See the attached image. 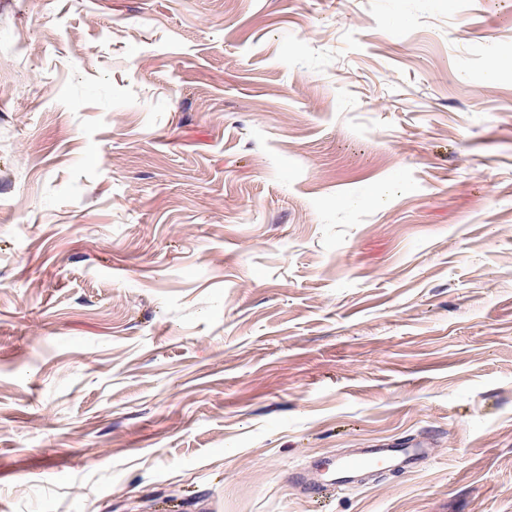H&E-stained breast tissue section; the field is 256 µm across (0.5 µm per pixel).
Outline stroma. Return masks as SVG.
<instances>
[{
	"label": "stroma",
	"mask_w": 512,
	"mask_h": 512,
	"mask_svg": "<svg viewBox=\"0 0 512 512\" xmlns=\"http://www.w3.org/2000/svg\"><path fill=\"white\" fill-rule=\"evenodd\" d=\"M507 46L512 0H0V512H512ZM392 446L393 448H359L347 456L337 457L328 472L323 477L311 481L309 485L328 482V487L335 490L353 483L357 478L366 477L379 463L400 470L410 469L412 472L433 458L430 448L423 444L407 448L398 444Z\"/></svg>",
	"instance_id": "obj_1"
}]
</instances>
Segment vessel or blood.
I'll list each match as a JSON object with an SVG mask.
<instances>
[{"mask_svg": "<svg viewBox=\"0 0 512 512\" xmlns=\"http://www.w3.org/2000/svg\"><path fill=\"white\" fill-rule=\"evenodd\" d=\"M430 459L429 448L421 444L407 448L398 444L390 448H361L349 455L337 457L324 480L336 489L366 476L380 463L401 470H415Z\"/></svg>", "mask_w": 512, "mask_h": 512, "instance_id": "1", "label": "vessel or blood"}]
</instances>
